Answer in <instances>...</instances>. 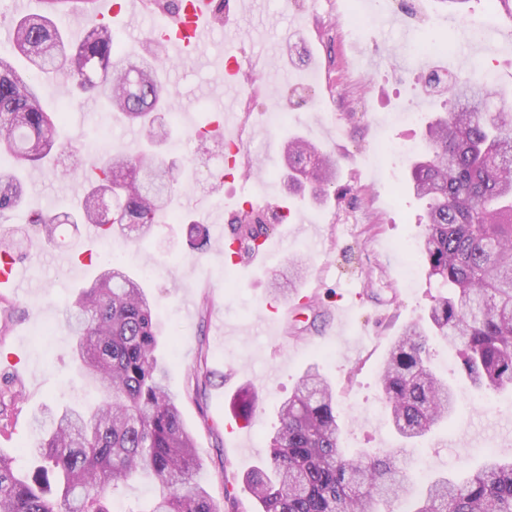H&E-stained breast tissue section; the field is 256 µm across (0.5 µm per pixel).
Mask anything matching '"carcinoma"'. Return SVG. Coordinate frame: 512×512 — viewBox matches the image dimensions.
Returning <instances> with one entry per match:
<instances>
[{"label":"carcinoma","instance_id":"1","mask_svg":"<svg viewBox=\"0 0 512 512\" xmlns=\"http://www.w3.org/2000/svg\"><path fill=\"white\" fill-rule=\"evenodd\" d=\"M73 44L49 14L15 21L14 53L0 54V158L41 167L55 154L82 171L83 151L60 140L64 113L39 103V83L62 70L71 87L94 89L108 111L139 127L158 145L169 140L161 122L165 91L158 59L131 48L115 50L110 28L93 20ZM505 88L473 75L444 91L447 111L428 122L429 149L410 168L414 196L425 205L426 232L418 257L444 292L421 323L408 328L388 352L379 386L402 447L378 453L341 448L336 396L309 368L279 409V426L262 464L244 477L262 512H380L378 505L407 504L405 512H512V455L494 456L475 474L453 481L437 475L413 495L408 478L413 445L455 412L454 390L430 367L429 339L438 336L458 354L461 371L480 394L512 390V113L489 111ZM288 184L316 182L321 201L336 181L330 156L291 137L284 148ZM74 213H36L28 223L45 237L60 224H98L102 234L127 225L144 238L174 213L178 178L145 155L115 154L90 175ZM25 182L0 169V218L18 207ZM235 240L250 249L268 235L265 224H236ZM305 268L300 261L274 278L285 294ZM73 359L83 378L103 394L89 409L64 408L37 418L43 431L33 448L37 465L23 474L0 453V512H112V495L149 473L160 493L138 512H221L200 477L196 440L182 419L178 396L165 383L156 350L161 336L154 304L116 262L99 268L66 313ZM211 384L199 358L185 396L200 397ZM257 394L242 388L236 417L250 419ZM14 397L0 395V432L11 427Z\"/></svg>","mask_w":512,"mask_h":512}]
</instances>
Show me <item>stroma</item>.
I'll list each match as a JSON object with an SVG mask.
<instances>
[{
	"instance_id": "35a3bbf8",
	"label": "stroma",
	"mask_w": 512,
	"mask_h": 512,
	"mask_svg": "<svg viewBox=\"0 0 512 512\" xmlns=\"http://www.w3.org/2000/svg\"><path fill=\"white\" fill-rule=\"evenodd\" d=\"M241 2L223 0L208 44L170 70L168 79L178 133L159 158L169 167H193L178 205L190 220L205 224L207 246L191 248L184 224H160L142 240L131 231L113 233L92 245L88 264L71 265L66 257L81 249L83 226L60 225L48 243L36 240L25 222L28 212L60 214L75 203L71 182L49 171L32 173L21 207L0 224V239L34 242L14 256L31 291L0 294V390H11L16 400L15 424L0 435V452L14 457L20 469L32 465L35 414L100 398L72 363L62 313L92 285L109 251L124 255L125 270L156 302L163 330L158 355L170 387L183 391L202 358L214 374L200 400L181 404L214 496L233 487L244 512H253L243 478L267 454L281 401L314 366L336 391L342 447L375 452L398 444L378 388L379 369L395 336L420 319L438 288L414 257L425 227L409 188L408 164L378 157L377 150L384 143L422 141L428 119L443 111L441 96L423 93L422 73L450 67L466 72L487 63L499 84L511 86L512 19L493 0H466L464 11L493 32L490 41L474 43L441 0H419L421 17L412 24L398 0H255L246 14ZM355 8L365 18L356 41L340 28ZM428 32L447 39L451 53L419 56L415 46ZM228 47L262 68L260 91L251 100L248 133L257 170L249 177L213 166L225 141L199 152L186 137L223 105ZM40 102L64 110L62 134L85 142L86 166L99 163L104 152L133 155L141 147L133 139L135 126L105 118L93 94L73 99L67 83L47 81ZM274 108L288 118L272 129L266 114ZM403 110L419 113V121L387 122V113ZM294 135L336 160V185L323 204L288 190L283 144ZM249 209L272 226L269 257L247 259L223 249L232 225ZM283 212L287 221L276 222ZM296 257L304 260L306 276L295 295L272 301L275 274ZM431 352L434 368L458 394V410L448 427L411 448V457L426 462L430 474L460 477L487 455L512 452V392L494 397L490 408L478 407L454 351L435 342ZM246 385L258 393L259 405L232 435L226 430L232 400Z\"/></svg>"
}]
</instances>
